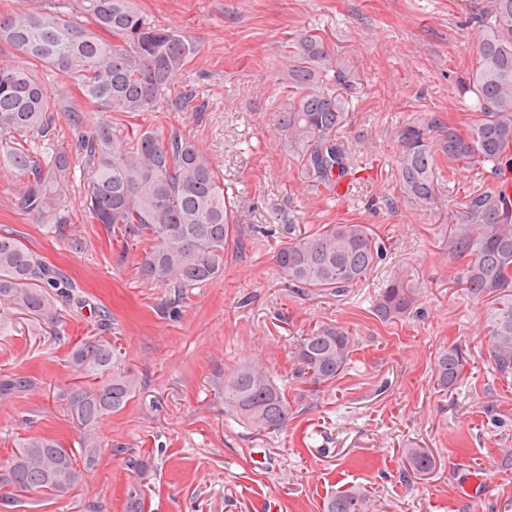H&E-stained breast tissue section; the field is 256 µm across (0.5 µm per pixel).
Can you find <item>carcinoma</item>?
<instances>
[{"instance_id": "obj_1", "label": "carcinoma", "mask_w": 512, "mask_h": 512, "mask_svg": "<svg viewBox=\"0 0 512 512\" xmlns=\"http://www.w3.org/2000/svg\"><path fill=\"white\" fill-rule=\"evenodd\" d=\"M89 27L57 10L14 7L0 13V42L23 58L0 63V168L20 181V206L40 223L63 224V185L70 154L57 151L38 161L25 144L50 134V114L64 109L30 65L39 64L76 79L81 96L103 112L141 113L156 109L173 80L199 51L183 31L156 24L136 0H79ZM293 96L275 114L284 152L302 149L321 183L332 188L351 174L343 137L345 102L323 85L341 77V67L323 42L308 33L288 40L282 53ZM462 90L474 95L479 117L466 130L432 116L399 134L397 178L404 197L428 211L437 204L442 161L452 168L491 166L503 179L490 190L465 196L464 222L448 240L452 253L469 258L463 282L476 300L497 305L489 320L486 362L502 378L512 376V0H490L481 15L475 66ZM76 152L87 165L85 206L94 223L123 230L145 244L139 261L143 279L167 288H199L224 274V256L239 224L229 186L207 154L177 134L143 130L126 142L106 125L79 140ZM384 246L365 224H325L289 238L275 262L292 287L341 296L383 257ZM70 282L42 262L20 240L0 234V310L26 312L49 325L59 322L60 298ZM418 288L395 275L373 309L383 321L406 316ZM353 338L334 326H316L299 340L293 358L304 382L324 386L340 378L351 362ZM470 355L450 346L437 359L442 391L465 378ZM83 372L102 380L67 392L72 423L83 427L79 453L47 436L18 440L5 484L12 495L67 497L94 466L95 428L134 396V378L116 366L111 343L86 341L72 354ZM28 385L22 377L0 376V394ZM224 407L256 429L279 430L288 423V400L261 367L244 364L224 379ZM412 471L428 473L434 456L408 448ZM365 489L348 486L330 496L325 512H368Z\"/></svg>"}]
</instances>
